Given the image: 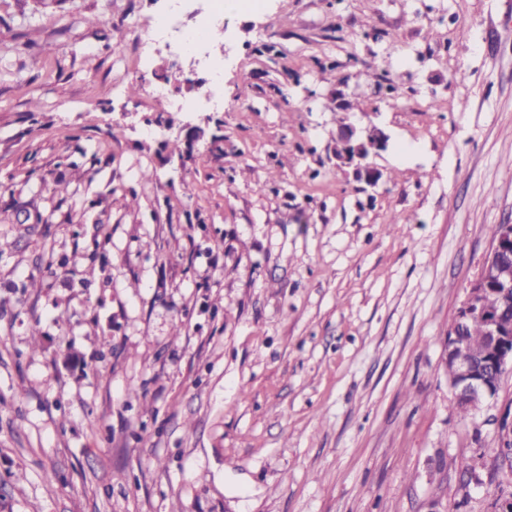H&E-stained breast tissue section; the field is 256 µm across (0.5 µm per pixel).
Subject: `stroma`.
<instances>
[{"label":"stroma","mask_w":512,"mask_h":512,"mask_svg":"<svg viewBox=\"0 0 512 512\" xmlns=\"http://www.w3.org/2000/svg\"><path fill=\"white\" fill-rule=\"evenodd\" d=\"M169 6L0 0V512H495L512 372L465 424L442 354L512 224V0H263L219 87ZM389 137L383 129L370 124L364 128L354 122H344L336 134V161L353 166L358 176L375 185L380 173L366 162L370 155L387 147Z\"/></svg>","instance_id":"35a3bbf8"}]
</instances>
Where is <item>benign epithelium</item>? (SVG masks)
<instances>
[{"label": "benign epithelium", "instance_id": "benign-epithelium-1", "mask_svg": "<svg viewBox=\"0 0 512 512\" xmlns=\"http://www.w3.org/2000/svg\"><path fill=\"white\" fill-rule=\"evenodd\" d=\"M389 137L376 125L364 128L354 122L343 123L336 134V161L354 167L358 176L369 185H374L380 173L369 166L367 159L387 147ZM512 250V224H503L497 238L491 242L484 264L471 284L466 299L460 308L457 319L448 329L444 346V361H452L454 385L457 400L464 403L491 401L499 379L512 370V332L504 330L499 316L486 318L487 355L486 370L478 373L473 367L458 334L459 325L471 319L474 312L481 309L483 296L488 291L490 279L495 278L503 288L502 295L512 288V276L503 270L501 257ZM499 462L496 470L512 473V418L504 417L499 422Z\"/></svg>", "mask_w": 512, "mask_h": 512}]
</instances>
